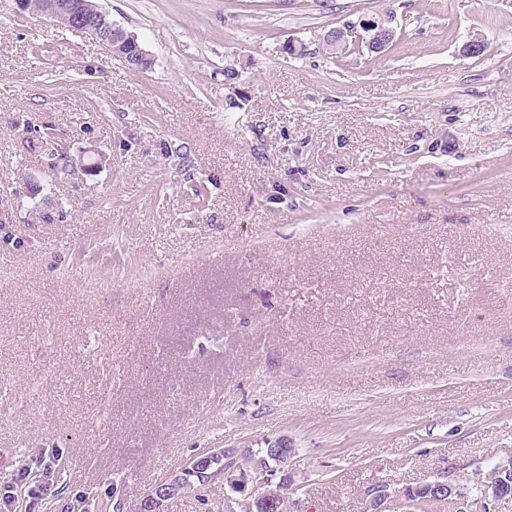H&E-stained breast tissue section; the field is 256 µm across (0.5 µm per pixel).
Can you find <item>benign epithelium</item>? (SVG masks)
Masks as SVG:
<instances>
[{
  "label": "benign epithelium",
  "instance_id": "benign-epithelium-1",
  "mask_svg": "<svg viewBox=\"0 0 512 512\" xmlns=\"http://www.w3.org/2000/svg\"><path fill=\"white\" fill-rule=\"evenodd\" d=\"M82 8L94 14L92 22H83L82 15L76 13V8L72 7L67 0H45L43 16L60 28L79 31L95 39L108 50H113L108 14L96 3L84 2ZM352 27L357 37L364 40L372 52L383 51L395 37L394 29L381 20L364 18L352 24ZM120 46L128 47L137 69L147 71L154 65V58L134 33H127ZM496 467V478L479 481L481 494L478 502L481 503L483 512H492L493 505L504 500L503 490L512 482V456L499 460ZM231 471L238 473V477L229 478L230 484L241 489L250 481L257 483L265 480V460H257L251 454L238 456L235 450L225 448L200 453L179 470L153 485L129 512H161L160 507L163 503L176 499L188 488L195 487L197 478L204 473L217 476ZM457 487L454 468L450 466L438 479L418 486L415 491L428 495L444 493L456 506L462 499ZM367 494L370 497L368 512H386V509L399 498L410 499V490L405 489L399 493L385 486L373 487L367 491ZM286 498H288V484L283 483L255 497L248 503V510L249 512H268L271 508L278 506L279 501Z\"/></svg>",
  "mask_w": 512,
  "mask_h": 512
}]
</instances>
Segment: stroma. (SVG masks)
Instances as JSON below:
<instances>
[{
	"label": "stroma",
	"mask_w": 512,
	"mask_h": 512,
	"mask_svg": "<svg viewBox=\"0 0 512 512\" xmlns=\"http://www.w3.org/2000/svg\"><path fill=\"white\" fill-rule=\"evenodd\" d=\"M99 3L152 70L0 0V512L282 438L302 512L512 454V0ZM353 31L358 39H364L371 52H381L393 42L395 31L385 22L375 19H361L358 23H352ZM362 33H361V32ZM120 46H122V48L125 46L128 47L132 59L137 65L136 69L147 71L154 65V58L139 42L138 37L134 33L128 32L124 40L120 43Z\"/></svg>",
	"instance_id": "35a3bbf8"
}]
</instances>
